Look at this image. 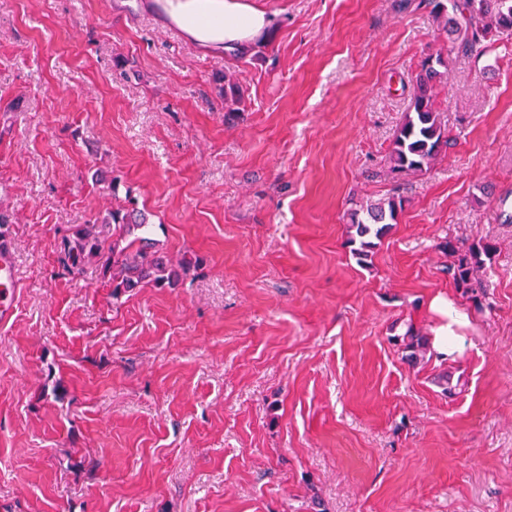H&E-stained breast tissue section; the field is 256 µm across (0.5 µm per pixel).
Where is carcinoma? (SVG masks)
<instances>
[{
	"label": "carcinoma",
	"instance_id": "carcinoma-1",
	"mask_svg": "<svg viewBox=\"0 0 512 512\" xmlns=\"http://www.w3.org/2000/svg\"><path fill=\"white\" fill-rule=\"evenodd\" d=\"M430 8V14L448 35L450 53L437 54L421 65L410 80V104L405 120L397 130L390 154L392 169L417 174L431 168L441 149L448 145V132L438 121L435 87L448 75L450 54L469 56L497 42L512 38V0H418L417 7ZM399 203L390 198L367 208L366 221L355 224L356 236L350 243L360 258L368 256L374 243L387 229L386 220L395 219ZM150 223L140 210H110L83 224L70 226L62 238L59 259L63 271L71 273L86 264L100 268L112 288V298L135 288L151 285L164 288L175 285L187 275L195 261L186 257L177 262L155 249L149 237ZM454 257L448 273L459 286L470 287L475 273L491 258L493 247L474 244L466 251L451 241L445 243Z\"/></svg>",
	"mask_w": 512,
	"mask_h": 512
}]
</instances>
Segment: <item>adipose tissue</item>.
Wrapping results in <instances>:
<instances>
[{"label":"adipose tissue","instance_id":"ef3b65f1","mask_svg":"<svg viewBox=\"0 0 512 512\" xmlns=\"http://www.w3.org/2000/svg\"><path fill=\"white\" fill-rule=\"evenodd\" d=\"M173 20L190 36L214 50L247 49L266 38L272 18L249 0H178ZM436 316L431 347L441 359H453L466 348L464 329L469 323L447 297L429 303Z\"/></svg>","mask_w":512,"mask_h":512}]
</instances>
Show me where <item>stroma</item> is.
I'll list each match as a JSON object with an SVG mask.
<instances>
[{
    "label": "stroma",
    "instance_id": "obj_1",
    "mask_svg": "<svg viewBox=\"0 0 512 512\" xmlns=\"http://www.w3.org/2000/svg\"><path fill=\"white\" fill-rule=\"evenodd\" d=\"M255 3L274 27L240 55L136 0H0L22 279L0 324V512H512V41L453 59L448 147L400 175L406 82L449 46L429 11ZM397 196L359 262L352 214ZM128 198L157 248L202 264L116 300L57 260L65 227ZM448 240L494 247L482 310ZM438 294L469 344L409 365Z\"/></svg>",
    "mask_w": 512,
    "mask_h": 512
}]
</instances>
